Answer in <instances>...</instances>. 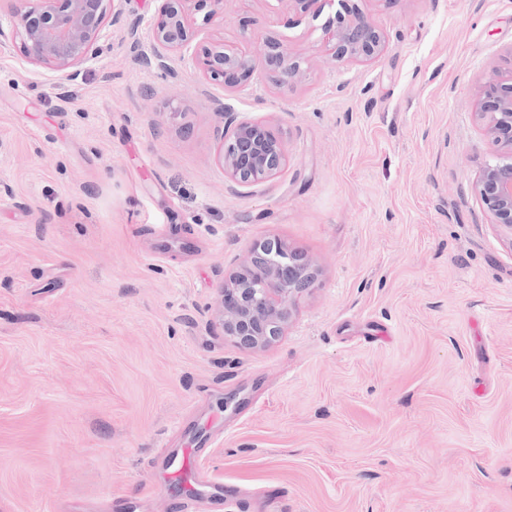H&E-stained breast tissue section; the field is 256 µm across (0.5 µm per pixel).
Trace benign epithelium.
Segmentation results:
<instances>
[{"instance_id":"benign-epithelium-1","label":"benign epithelium","mask_w":512,"mask_h":512,"mask_svg":"<svg viewBox=\"0 0 512 512\" xmlns=\"http://www.w3.org/2000/svg\"><path fill=\"white\" fill-rule=\"evenodd\" d=\"M123 0H10L8 16L20 40V52L31 62L52 66L72 79L79 67L98 53L108 26L126 25ZM148 44L128 27L131 48L147 66L174 77L191 68L197 78L224 90H237L263 74L275 87L301 81L307 61L288 45L268 38L262 52L252 47L253 36L243 30L234 44L224 42V0H157ZM296 9H315L338 3L341 9L323 25L322 45L334 61L367 62L387 47L384 32L350 4V0H286ZM202 18H197L198 14ZM209 30L201 39L203 30ZM220 125L216 163L224 177L241 187L264 184L288 164L285 141L264 122L239 120L217 102ZM477 117L495 147L491 159L472 183L491 223L512 230V74H493L479 92ZM315 273L306 257L277 240L256 243L249 261L224 281L220 291V321L224 335L247 349L265 347L282 336L293 298L312 288Z\"/></svg>"}]
</instances>
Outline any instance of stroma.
I'll list each match as a JSON object with an SVG mask.
<instances>
[{
	"label": "stroma",
	"mask_w": 512,
	"mask_h": 512,
	"mask_svg": "<svg viewBox=\"0 0 512 512\" xmlns=\"http://www.w3.org/2000/svg\"><path fill=\"white\" fill-rule=\"evenodd\" d=\"M354 2L364 63L325 15L224 0L225 42L308 59L280 88L171 78L119 26L72 80L0 47V512H176L201 481L223 512H512V233L470 190L512 0ZM219 99L282 129L278 177L225 178ZM265 240L316 282L248 350L214 309ZM341 9L323 25L322 45L334 61L367 62L387 47L384 32L350 5V0H338Z\"/></svg>",
	"instance_id": "35a3bbf8"
}]
</instances>
